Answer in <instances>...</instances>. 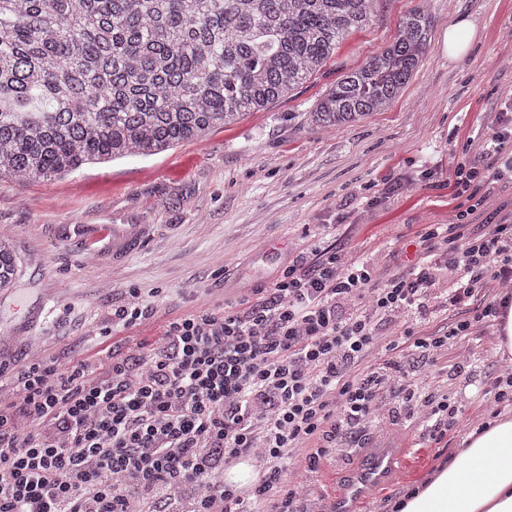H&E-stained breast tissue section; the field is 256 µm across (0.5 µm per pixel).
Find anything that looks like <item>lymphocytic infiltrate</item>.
<instances>
[{
  "label": "lymphocytic infiltrate",
  "mask_w": 512,
  "mask_h": 512,
  "mask_svg": "<svg viewBox=\"0 0 512 512\" xmlns=\"http://www.w3.org/2000/svg\"><path fill=\"white\" fill-rule=\"evenodd\" d=\"M465 154L448 187L469 205L421 234L408 274L381 281L368 262L314 247L239 309L173 315L134 354L0 366L12 392L0 401V512H303L286 484L289 459L312 467L354 442L397 381L364 363L379 321L423 308L444 267L457 277L444 305H478L446 331L406 333L410 348L437 361L449 340L499 314L494 290L512 282V207L485 206L512 184V101L485 114ZM128 294L99 340L153 314L140 289ZM405 400L434 439L447 434L457 411L446 397ZM240 463L255 469L247 485L221 478Z\"/></svg>",
  "instance_id": "obj_1"
}]
</instances>
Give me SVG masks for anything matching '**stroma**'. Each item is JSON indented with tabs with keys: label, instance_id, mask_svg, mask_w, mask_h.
<instances>
[{
	"label": "stroma",
	"instance_id": "1",
	"mask_svg": "<svg viewBox=\"0 0 512 512\" xmlns=\"http://www.w3.org/2000/svg\"><path fill=\"white\" fill-rule=\"evenodd\" d=\"M426 6L432 48L391 106L350 126L325 129L308 118L326 91L397 34L402 17ZM476 26L465 55L449 60L452 20ZM512 99V0H371L370 20L353 32L309 80L259 112L152 156H130L65 178L0 180V234L21 264L17 288L0 294V365L16 368L44 353L69 365L96 351L92 335L128 289H158L155 314L121 331L116 349L130 354L154 341L171 313L219 303L237 309L276 279L300 251L335 246L364 258L378 277L405 274L419 259V236L447 223L448 164L464 157L465 134L484 113ZM135 225L113 246L112 227ZM444 270L425 310L382 321L367 361L395 360L408 383L447 396L455 422L434 440L387 396L378 422L356 445L321 457L316 469L292 461L288 478L309 512H333L341 473L366 449L389 446L408 460L406 474L370 491L359 512H387L414 482L446 461L469 427L495 418L505 404L489 388L512 374L497 353L495 323L470 341L449 344L438 364L417 352H393L407 329L455 321L439 295L452 287Z\"/></svg>",
	"mask_w": 512,
	"mask_h": 512
}]
</instances>
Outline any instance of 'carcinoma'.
I'll return each instance as SVG.
<instances>
[{
  "label": "carcinoma",
  "mask_w": 512,
  "mask_h": 512,
  "mask_svg": "<svg viewBox=\"0 0 512 512\" xmlns=\"http://www.w3.org/2000/svg\"><path fill=\"white\" fill-rule=\"evenodd\" d=\"M371 0H0V178L154 155L288 95L369 21ZM407 13L314 112L340 128L391 104L431 42ZM18 262L0 240V292Z\"/></svg>",
  "instance_id": "obj_1"
}]
</instances>
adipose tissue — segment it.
Listing matches in <instances>:
<instances>
[{
  "label": "adipose tissue",
  "instance_id": "adipose-tissue-1",
  "mask_svg": "<svg viewBox=\"0 0 512 512\" xmlns=\"http://www.w3.org/2000/svg\"><path fill=\"white\" fill-rule=\"evenodd\" d=\"M399 501L400 512H512V412L470 429Z\"/></svg>",
  "mask_w": 512,
  "mask_h": 512
}]
</instances>
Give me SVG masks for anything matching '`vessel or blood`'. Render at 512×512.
Here are the masks:
<instances>
[{"instance_id": "vessel-or-blood-1", "label": "vessel or blood", "mask_w": 512, "mask_h": 512, "mask_svg": "<svg viewBox=\"0 0 512 512\" xmlns=\"http://www.w3.org/2000/svg\"><path fill=\"white\" fill-rule=\"evenodd\" d=\"M407 462L390 449L378 448L366 455L363 464L349 473L336 498V512H356L358 502L372 487L384 485L393 475L404 473Z\"/></svg>"}]
</instances>
